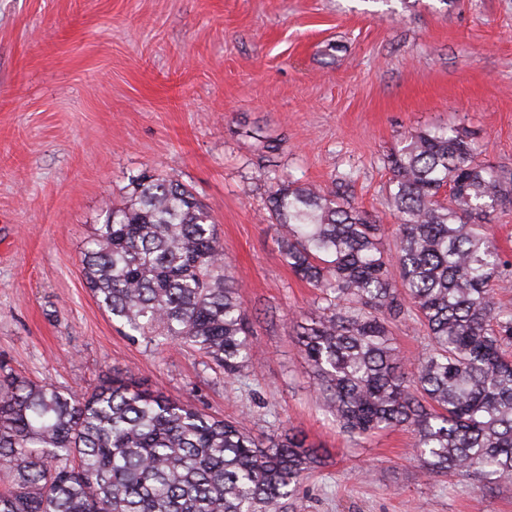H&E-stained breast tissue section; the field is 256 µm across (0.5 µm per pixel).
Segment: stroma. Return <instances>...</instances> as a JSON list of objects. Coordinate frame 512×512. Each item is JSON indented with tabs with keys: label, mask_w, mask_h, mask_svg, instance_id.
<instances>
[{
	"label": "stroma",
	"mask_w": 512,
	"mask_h": 512,
	"mask_svg": "<svg viewBox=\"0 0 512 512\" xmlns=\"http://www.w3.org/2000/svg\"><path fill=\"white\" fill-rule=\"evenodd\" d=\"M471 131L512 169V0H0V364L84 389L115 372L319 461L283 512H512V482L425 472L411 430L342 433L293 334L319 292L267 219L275 169L351 200L392 250L385 159L408 133ZM144 169L211 212L257 356L241 376L126 336L82 273L86 241Z\"/></svg>",
	"instance_id": "stroma-1"
}]
</instances>
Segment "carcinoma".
Returning a JSON list of instances; mask_svg holds the SVG:
<instances>
[{"label": "carcinoma", "mask_w": 512, "mask_h": 512, "mask_svg": "<svg viewBox=\"0 0 512 512\" xmlns=\"http://www.w3.org/2000/svg\"><path fill=\"white\" fill-rule=\"evenodd\" d=\"M395 250L350 200L265 172L268 219L288 268L320 291L295 322L319 397L350 436L407 427L428 473L512 480V284L485 219L512 204V171L478 158L472 134L435 127L387 156ZM98 305L155 346L179 343L227 377L254 340L214 219L174 175L142 170L83 253ZM417 318L427 344L406 367L391 325ZM317 463L288 428L264 440L237 421L114 376L78 393L0 374V512H279Z\"/></svg>", "instance_id": "cac0c4a2"}]
</instances>
